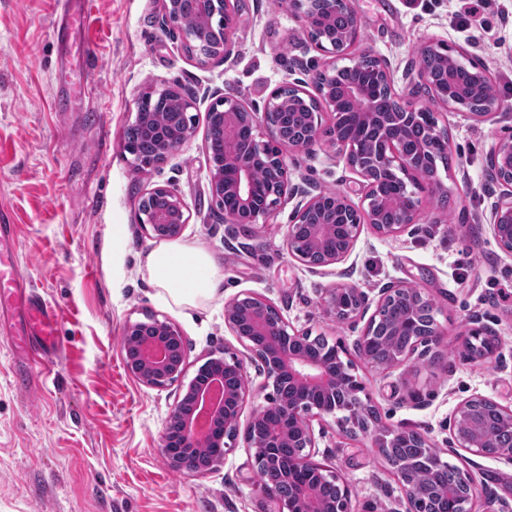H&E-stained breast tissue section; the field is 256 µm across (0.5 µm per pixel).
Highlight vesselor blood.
Returning a JSON list of instances; mask_svg holds the SVG:
<instances>
[{"mask_svg":"<svg viewBox=\"0 0 512 512\" xmlns=\"http://www.w3.org/2000/svg\"><path fill=\"white\" fill-rule=\"evenodd\" d=\"M55 86L57 98L68 99L75 94L67 55L58 58ZM15 236V225L0 224V311H21L22 319L11 333V347L25 353L30 368L34 369L51 363L57 355L59 319L55 306L21 274L13 248Z\"/></svg>","mask_w":512,"mask_h":512,"instance_id":"1","label":"vessel or blood"}]
</instances>
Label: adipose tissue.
Segmentation results:
<instances>
[{"label":"adipose tissue","mask_w":512,"mask_h":512,"mask_svg":"<svg viewBox=\"0 0 512 512\" xmlns=\"http://www.w3.org/2000/svg\"><path fill=\"white\" fill-rule=\"evenodd\" d=\"M146 269L163 295L176 304L212 298L219 286L215 259L185 244H159L147 255Z\"/></svg>","instance_id":"1"}]
</instances>
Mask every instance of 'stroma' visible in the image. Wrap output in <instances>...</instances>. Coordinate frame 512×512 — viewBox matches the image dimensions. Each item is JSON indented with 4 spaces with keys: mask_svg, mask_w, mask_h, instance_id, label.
I'll list each match as a JSON object with an SVG mask.
<instances>
[{
    "mask_svg": "<svg viewBox=\"0 0 512 512\" xmlns=\"http://www.w3.org/2000/svg\"><path fill=\"white\" fill-rule=\"evenodd\" d=\"M56 0H0V223L17 227L19 267L59 313L61 351L52 374H15L9 321L0 322V512H269L257 490V465L243 444L204 472L172 469L161 436L180 384L152 388L127 369L125 329L156 318L184 340L186 374L231 351L248 361L245 412L271 389L257 361L224 324L225 302L253 294L271 302L299 332L340 343L375 408L379 426L420 433L442 456L472 471L476 512H512V461L448 451V419L463 399L484 395L512 408V254L489 230L499 193L487 159L512 135V113L476 122L420 98L448 131L454 156L439 176L447 207L420 194L417 224L390 238L363 225L339 264L310 267L289 254L292 204L250 229L225 224L209 190L207 112L216 97L262 108L288 84L311 85L330 56L308 39L288 0H238L231 52L206 64L164 29L162 0H93L72 51L93 44L94 97L55 101L59 54ZM363 49L386 59L395 88L408 93L423 45L463 51L486 69L496 97L512 103V0L462 21L459 0H351ZM192 95L195 134L165 162L137 169L124 133L147 91ZM293 184L310 193L345 190L362 204L360 178L339 150L285 154ZM165 185L185 202L183 243L218 263L215 296L195 304L165 301L145 270L157 244L139 222L149 189ZM421 288L439 309L445 334L437 361L412 359L387 371L359 356V327L325 314L326 293L352 285L377 300L391 281ZM497 340L484 361L467 357L470 331ZM314 458L348 482L355 512H396L397 477L371 440L347 435L334 416L313 421Z\"/></svg>",
    "mask_w": 512,
    "mask_h": 512,
    "instance_id": "35a3bbf8",
    "label": "stroma"
}]
</instances>
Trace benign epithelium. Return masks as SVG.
Listing matches in <instances>:
<instances>
[{"label": "benign epithelium", "instance_id": "7a95c632", "mask_svg": "<svg viewBox=\"0 0 512 512\" xmlns=\"http://www.w3.org/2000/svg\"><path fill=\"white\" fill-rule=\"evenodd\" d=\"M182 0H163V25L170 31L182 35L186 52L206 63L214 59H224L230 52L231 36L237 26V13L231 0H196L199 11L198 26L188 31L181 25L178 11ZM319 14L323 26L319 36L311 39L318 48L325 49L324 43L332 39L325 25L338 15L349 18L351 32L347 36L349 46L360 39V21L350 5V0H318ZM224 28V45L203 56L199 54L207 47L204 35L214 22ZM346 64L340 65L338 61ZM380 82L396 101L397 111L390 117L378 112V100L369 88L355 82L345 88L344 95L358 108L357 120L374 131V140L368 143L371 148V162L364 166L359 163L360 152L346 139L340 129L341 112L336 104V75L342 71H353L359 67L360 56H354L345 49L334 54L323 70L314 76L319 97L313 101V109L302 114L290 111V105L275 90L268 98L263 116L245 106L240 100L221 96L211 104L207 113L208 126L221 131L224 140L219 157H209L210 192L217 204L223 207L224 223L246 227L267 220L275 208L285 200L299 194L288 177V167L283 149L311 152L324 143L339 147L345 153L346 163L362 179L364 200L367 206L354 205L344 190L330 194L320 192L304 194L297 204L294 222L287 227L285 244L288 251L301 263L311 266H326L344 261L352 251L360 225L368 224L382 237L395 236L408 225L414 224L419 215L417 191L428 189L430 196L445 207L448 203L447 189L442 183L438 170L428 160L435 152V145L444 141L442 130L432 127L431 138L425 153L417 156L409 154L403 147V134L412 119L418 116L417 107L403 94L394 90V80L386 60L374 57ZM173 95L179 108L177 124L169 131L155 130L153 135L163 141L166 149L160 160L179 149L194 137V126L188 116L195 107L192 97L172 88L161 90ZM430 100L465 117L484 121L498 114L503 103L497 98L483 102L480 112L461 111L454 104L450 92L430 86ZM331 114L325 124L319 119V110ZM266 164L267 179L258 184L254 178L255 163ZM488 164L494 171L501 186L500 194L491 204L489 228L499 247L512 253V137L501 138L492 147ZM388 171L406 188V193L398 203L396 212L400 220L393 224L378 222L379 213L390 202L378 191L376 176ZM163 195L167 206L162 209L139 207L140 223L150 228L159 239H176L189 222L187 207L183 200L165 186H155L147 196ZM232 197L236 204L224 207V199ZM331 224L340 225L345 239L335 250L326 253L321 260L313 263L307 256L308 249L323 244L326 228ZM413 294L427 301L429 296L415 285L399 281L381 289L378 307L400 295ZM369 298L367 294L351 286H341L328 292L324 305L330 316L339 324H350L357 315H365ZM225 325L231 330L247 351L261 364L267 385L272 387L268 403L255 408L245 426L240 428V418L247 397L248 370L244 359L237 354L224 351V355L207 359L197 370L196 375L183 389V394L174 407L170 421L178 422L179 432L172 434L165 429L162 436V454L171 468L183 470V459L201 448H212L213 462L224 460L230 443L243 438L245 448L252 452L257 466L263 470L260 494L277 506V512H353L352 491L349 485L341 484V495L333 501L321 499L317 485L299 483L291 498L281 494V471L274 460L271 449L283 439H288L295 448L288 467L294 471L311 470L326 480L336 483L338 477L313 460L312 448L316 445L311 418L322 417L335 411L343 416L337 423L346 431L368 430L366 419L371 412L359 398L363 384L348 373L339 376V369H348L340 356L333 358L316 357L302 352L296 345L297 331H289V325L275 308L264 299L247 295L235 298L225 305ZM150 330L152 337L140 345V352L126 358L128 369L142 383L165 388L184 378V343L174 325L167 321L150 318L146 322L130 324L126 336L138 335ZM400 330L415 337L414 342L398 358L389 364H374V367L391 369L398 363L414 357L425 358L441 343L443 331L434 325L427 332L420 333L400 327ZM222 386L221 399L212 401L209 392L213 385ZM288 386V397L280 394V387ZM342 395V403L337 407L323 404V401ZM490 401L485 396L467 399L454 410L452 422L453 440L450 451L460 450L483 456L488 437L472 422L474 406L477 402ZM268 408H276L281 414L278 423L263 429L259 426L261 413ZM460 479L469 492L460 499L458 512H472L471 504L477 495V484L469 470H460Z\"/></svg>", "mask_w": 512, "mask_h": 512}]
</instances>
